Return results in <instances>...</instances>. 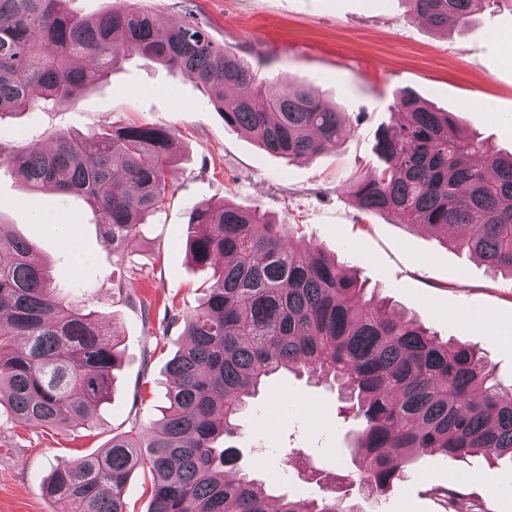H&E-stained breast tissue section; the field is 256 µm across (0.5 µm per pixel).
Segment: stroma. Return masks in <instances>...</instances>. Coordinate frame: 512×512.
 Here are the masks:
<instances>
[{
  "label": "stroma",
  "mask_w": 512,
  "mask_h": 512,
  "mask_svg": "<svg viewBox=\"0 0 512 512\" xmlns=\"http://www.w3.org/2000/svg\"><path fill=\"white\" fill-rule=\"evenodd\" d=\"M205 28L269 82L303 84L345 112L349 132L307 160L271 155L225 126L188 76L137 55L76 102L22 108L0 118V141L44 150L57 129L74 135L127 123L173 130L177 158L167 200L146 214L124 263H117L82 198L34 189L0 165V231L31 241L54 285L86 284V310L108 326L120 352L112 396L89 423L50 431L18 423L0 405V512H60L41 486L65 460L102 451L132 422L160 417L166 365L186 338L188 313L212 282L187 242L193 206L232 199L289 225L295 240L337 255L396 312L421 320L438 339L477 346L503 382L512 381V280L493 274L445 236L369 216L345 188L378 165V130L396 121L390 106L408 87L456 118L496 153H512V9L476 16L437 33L410 18L402 0H191ZM64 213L66 224L32 215ZM489 324H482V317ZM328 384L285 372L269 378L238 419L239 464L280 492L323 496L326 476L353 465L352 424ZM321 483L302 480L305 466ZM508 483L491 495L487 479ZM457 487L488 512H512V459L477 455L455 465L419 458L374 512H441L435 489Z\"/></svg>",
  "instance_id": "35a3bbf8"
}]
</instances>
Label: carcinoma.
<instances>
[{
  "label": "carcinoma",
  "instance_id": "obj_1",
  "mask_svg": "<svg viewBox=\"0 0 512 512\" xmlns=\"http://www.w3.org/2000/svg\"><path fill=\"white\" fill-rule=\"evenodd\" d=\"M411 17L438 32L512 0H405ZM71 0H0V116L20 105L72 103L128 55L179 70L205 89L224 124L289 160L336 147L345 113L301 84L268 83L212 39L193 6L164 34L143 0L96 18ZM395 123L377 136L382 164L347 187L367 214L452 232L451 244L512 277V156L491 155L446 112L410 90L396 94ZM175 135L122 125L84 137L52 132L49 152L0 143V164L34 188L78 196L91 208L118 262L143 216L164 203ZM192 262L223 265L184 318L186 344L170 359L168 406L153 426L132 425L103 451L52 470L43 493L67 512H124L132 471L154 475L149 512H365L407 478L406 463L452 464L482 452L512 459V384L475 348L440 342L419 322L365 298L364 284L289 225L230 199L191 211ZM82 285L51 286L26 240L0 232V403L16 421L65 428L108 402L115 345L83 313ZM298 368L333 383L354 428L349 477L363 498L273 495L218 447L268 377ZM444 512H487L461 492L436 489Z\"/></svg>",
  "mask_w": 512,
  "mask_h": 512
}]
</instances>
